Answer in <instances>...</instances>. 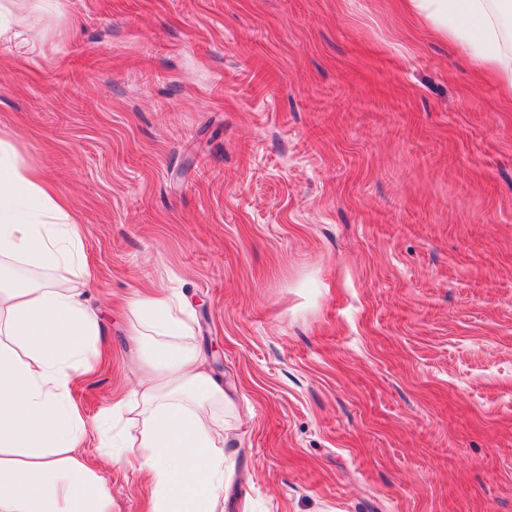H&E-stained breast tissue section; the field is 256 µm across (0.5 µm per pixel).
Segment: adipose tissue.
<instances>
[{"mask_svg":"<svg viewBox=\"0 0 512 512\" xmlns=\"http://www.w3.org/2000/svg\"><path fill=\"white\" fill-rule=\"evenodd\" d=\"M405 12L460 43L478 69L512 91V53L501 20L512 0H403ZM55 270L42 280H0V512H112L101 475L82 459L86 425L68 399L100 354L105 330L84 290L92 281L83 227L38 168L0 138V258ZM136 335L151 356L133 391L142 416L137 465L151 487V512H216L224 489L221 425L226 392L186 335L187 307L155 295L135 304Z\"/></svg>","mask_w":512,"mask_h":512,"instance_id":"adipose-tissue-1","label":"adipose tissue"}]
</instances>
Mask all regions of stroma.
<instances>
[{
  "instance_id": "1",
  "label": "stroma",
  "mask_w": 512,
  "mask_h": 512,
  "mask_svg": "<svg viewBox=\"0 0 512 512\" xmlns=\"http://www.w3.org/2000/svg\"><path fill=\"white\" fill-rule=\"evenodd\" d=\"M0 13V136L85 230L108 352L71 401L112 512H149L112 409L146 294L232 402L223 512H512L511 96L400 0Z\"/></svg>"
}]
</instances>
